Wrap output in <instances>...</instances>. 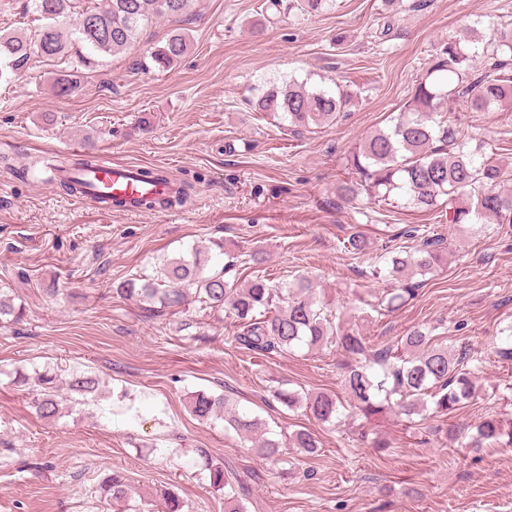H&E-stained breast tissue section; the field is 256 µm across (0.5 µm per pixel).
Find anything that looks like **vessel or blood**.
<instances>
[{
	"label": "vessel or blood",
	"mask_w": 512,
	"mask_h": 512,
	"mask_svg": "<svg viewBox=\"0 0 512 512\" xmlns=\"http://www.w3.org/2000/svg\"><path fill=\"white\" fill-rule=\"evenodd\" d=\"M50 179L82 181L88 196L100 197L104 211L124 214H138L148 207L165 212L177 189L170 181L145 183L139 166L133 164L101 163L84 171H56Z\"/></svg>",
	"instance_id": "1"
}]
</instances>
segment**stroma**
<instances>
[{"label": "stroma", "instance_id": "1", "mask_svg": "<svg viewBox=\"0 0 512 512\" xmlns=\"http://www.w3.org/2000/svg\"><path fill=\"white\" fill-rule=\"evenodd\" d=\"M512 25V0H334L320 12L277 11L269 0H192L191 49L169 68L141 69L172 27L159 20L78 90L52 91L69 63L32 58L0 82V282L26 305L21 324L0 328V512H121L97 488L123 471L133 504L160 512L165 489L185 512H224L196 451L208 449L245 489V512H512V444L466 447L464 427L489 414L512 418V360L498 358L512 324V224L456 231L434 213L362 200L337 205L348 153L388 128L423 76L433 50L477 28L491 38ZM297 79L351 86L358 103L336 123L292 134L250 105L261 89ZM471 147L512 164V110L446 113ZM78 146L115 162L167 171L189 200L165 214H109L71 202L28 168ZM424 225L450 251L417 297L388 315L364 313L382 288L367 258L345 252L363 232L372 252L414 250L403 237ZM221 239L233 253L264 249L263 272L279 282L306 273L371 343L394 344L421 325L439 342L483 358L477 395L448 415L406 427L370 426L349 413L320 423L274 402L279 389L341 391L335 344L282 356L240 347L228 314L198 304L147 312L116 296L132 275H153L167 256ZM62 368L96 374L119 404L69 394L61 415L40 419L13 382L16 371ZM226 395L258 415L272 436L305 427L321 448L284 447L273 459L202 421L190 393ZM380 432L389 452L375 453Z\"/></svg>", "mask_w": 512, "mask_h": 512}]
</instances>
